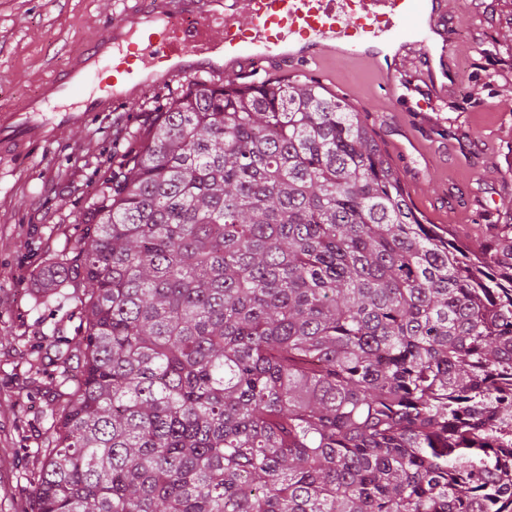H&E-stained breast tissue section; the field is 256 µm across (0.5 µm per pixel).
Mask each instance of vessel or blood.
<instances>
[{"label":"vessel or blood","instance_id":"b4317fda","mask_svg":"<svg viewBox=\"0 0 512 512\" xmlns=\"http://www.w3.org/2000/svg\"><path fill=\"white\" fill-rule=\"evenodd\" d=\"M452 44L437 0H162L156 8L135 0L38 95L0 112V154L47 139L33 116L49 106L57 126L78 127L179 77H256L284 64L305 75L335 59L373 62L390 84L406 61L433 53L432 78L444 82ZM101 71L111 82L89 88Z\"/></svg>","mask_w":512,"mask_h":512}]
</instances>
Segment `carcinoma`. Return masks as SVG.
<instances>
[{
  "instance_id": "1",
  "label": "carcinoma",
  "mask_w": 512,
  "mask_h": 512,
  "mask_svg": "<svg viewBox=\"0 0 512 512\" xmlns=\"http://www.w3.org/2000/svg\"><path fill=\"white\" fill-rule=\"evenodd\" d=\"M149 111L41 272L87 288L32 512H512V224L422 223L314 78Z\"/></svg>"
}]
</instances>
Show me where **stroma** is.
I'll list each match as a JSON object with an SVG mask.
<instances>
[{"label":"stroma","mask_w":512,"mask_h":512,"mask_svg":"<svg viewBox=\"0 0 512 512\" xmlns=\"http://www.w3.org/2000/svg\"><path fill=\"white\" fill-rule=\"evenodd\" d=\"M123 9L124 0H0V108L54 79ZM448 17L456 81L444 99L433 100L416 60L401 92L364 61L329 62L322 80L360 112L424 223L473 244L488 225L512 224V84L502 78L512 68V0H450ZM191 84L150 89L141 108L96 113L0 160V512L33 508L61 382L44 353L83 333L70 295L36 302L40 272L79 241L92 192L147 124L146 105Z\"/></svg>","instance_id":"1"}]
</instances>
